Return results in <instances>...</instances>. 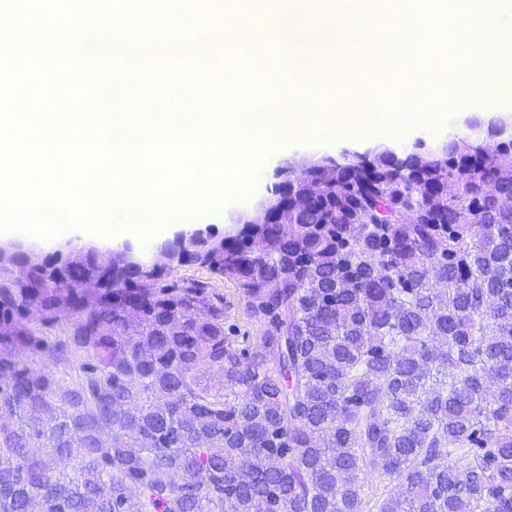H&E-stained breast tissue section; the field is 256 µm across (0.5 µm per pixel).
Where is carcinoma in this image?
Returning a JSON list of instances; mask_svg holds the SVG:
<instances>
[{"instance_id":"cac0c4a2","label":"carcinoma","mask_w":512,"mask_h":512,"mask_svg":"<svg viewBox=\"0 0 512 512\" xmlns=\"http://www.w3.org/2000/svg\"><path fill=\"white\" fill-rule=\"evenodd\" d=\"M435 154L315 164L143 264L0 253V512H512V140ZM211 281L214 288H217L220 293H224L225 326L237 324L242 332L246 329L249 331V336H251L252 342L255 345L259 343L263 325L255 319H250L246 316V300L242 291L232 282L222 278L213 277Z\"/></svg>"}]
</instances>
